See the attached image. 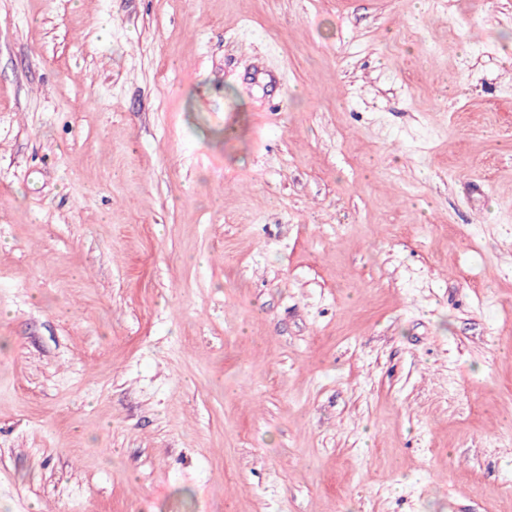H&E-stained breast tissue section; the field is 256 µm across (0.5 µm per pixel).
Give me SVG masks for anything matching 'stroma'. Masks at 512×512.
Here are the masks:
<instances>
[{"label": "stroma", "mask_w": 512, "mask_h": 512, "mask_svg": "<svg viewBox=\"0 0 512 512\" xmlns=\"http://www.w3.org/2000/svg\"><path fill=\"white\" fill-rule=\"evenodd\" d=\"M0 512H512V0H0Z\"/></svg>", "instance_id": "stroma-1"}]
</instances>
